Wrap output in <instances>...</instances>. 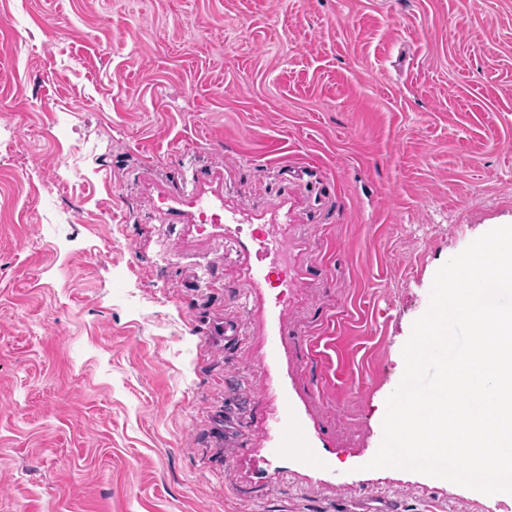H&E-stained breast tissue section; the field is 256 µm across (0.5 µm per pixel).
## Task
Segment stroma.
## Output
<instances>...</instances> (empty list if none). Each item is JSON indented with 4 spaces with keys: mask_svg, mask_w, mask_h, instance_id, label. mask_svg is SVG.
<instances>
[{
    "mask_svg": "<svg viewBox=\"0 0 512 512\" xmlns=\"http://www.w3.org/2000/svg\"><path fill=\"white\" fill-rule=\"evenodd\" d=\"M499 224L512 0H0V512H512L367 467Z\"/></svg>",
    "mask_w": 512,
    "mask_h": 512,
    "instance_id": "35a3bbf8",
    "label": "stroma"
}]
</instances>
